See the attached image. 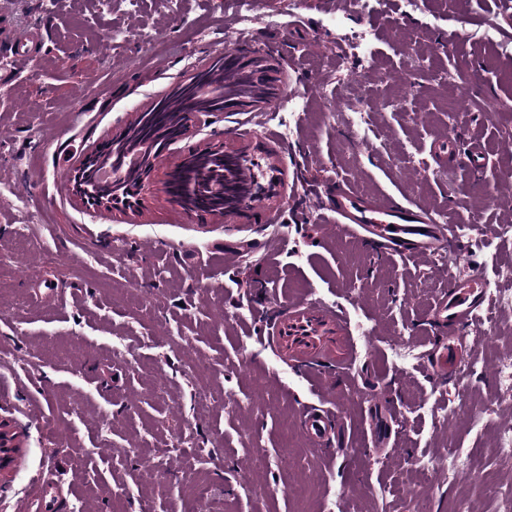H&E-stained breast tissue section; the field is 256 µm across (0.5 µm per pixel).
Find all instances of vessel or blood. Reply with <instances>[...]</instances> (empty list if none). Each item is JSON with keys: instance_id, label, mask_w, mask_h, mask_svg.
<instances>
[{"instance_id": "vessel-or-blood-1", "label": "vessel or blood", "mask_w": 512, "mask_h": 512, "mask_svg": "<svg viewBox=\"0 0 512 512\" xmlns=\"http://www.w3.org/2000/svg\"><path fill=\"white\" fill-rule=\"evenodd\" d=\"M436 151L443 161L463 156L475 168L482 162L483 148L476 140L463 146L442 140ZM309 208L332 214L333 231L359 236L374 256L434 257L453 250L457 241L456 228L440 222L431 210L390 197H369L347 183L331 195L315 197ZM488 302L487 284L479 273L449 276L448 287L430 315L436 338L427 352L426 368L434 378L444 382L456 377L476 344L469 331L480 321ZM272 303L276 313L266 323L265 345L311 378L323 381L346 372L356 357V347L349 343L339 352L332 345L334 336L349 333L341 311L303 295L276 296ZM297 421L320 456L334 462L339 453L340 416L304 404L297 411ZM33 481L39 496L17 494L16 512H65L66 496L54 472L38 473Z\"/></svg>"}]
</instances>
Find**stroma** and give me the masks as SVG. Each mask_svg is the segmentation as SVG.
Here are the masks:
<instances>
[{"mask_svg": "<svg viewBox=\"0 0 512 512\" xmlns=\"http://www.w3.org/2000/svg\"><path fill=\"white\" fill-rule=\"evenodd\" d=\"M0 24L41 36L0 45V359L18 381L0 419L39 406L5 483L25 491L52 468L75 484L69 506L93 498L101 512H195L202 498L209 512H253L259 490L268 512H409L415 492L431 512H495L485 480L512 491V466L488 452L512 423L498 370L512 309L492 305V325L475 326L467 373L435 380L425 353L441 265L368 256L349 234L322 241L304 201L343 181L445 213L457 274L512 288L500 276L512 237L495 233L512 225L497 201L512 195V0H11ZM360 31L373 35L364 52ZM228 50L264 54L276 94L195 114L156 158L140 212L87 210L69 190L79 156ZM463 95L468 110L453 112ZM474 137L481 173L433 152ZM227 141L279 160L274 252L256 214L228 224L164 191L188 150ZM272 292L344 313L358 348L347 377L317 383L261 344ZM379 392L389 407L377 413ZM332 400L344 451L328 467L284 422ZM452 448L486 449L482 477L441 467ZM419 457L435 468L412 473Z\"/></svg>", "mask_w": 512, "mask_h": 512, "instance_id": "obj_1", "label": "stroma"}]
</instances>
